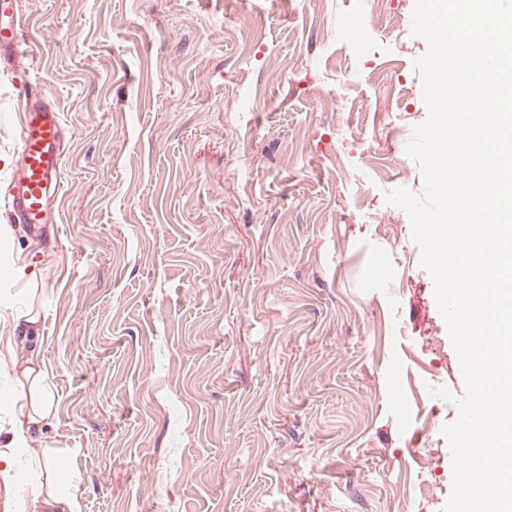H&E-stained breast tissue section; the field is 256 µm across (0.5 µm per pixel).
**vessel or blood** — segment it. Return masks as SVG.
Instances as JSON below:
<instances>
[{"label": "vessel or blood", "mask_w": 512, "mask_h": 512, "mask_svg": "<svg viewBox=\"0 0 512 512\" xmlns=\"http://www.w3.org/2000/svg\"><path fill=\"white\" fill-rule=\"evenodd\" d=\"M21 40L22 23L14 13V0H0V66L16 64ZM19 135L17 164L5 189V209L14 221L36 229L48 222L61 181L56 110L40 100L28 102Z\"/></svg>", "instance_id": "1"}]
</instances>
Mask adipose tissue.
Listing matches in <instances>:
<instances>
[{
	"label": "adipose tissue",
	"mask_w": 512,
	"mask_h": 512,
	"mask_svg": "<svg viewBox=\"0 0 512 512\" xmlns=\"http://www.w3.org/2000/svg\"><path fill=\"white\" fill-rule=\"evenodd\" d=\"M9 311L17 335L11 349L0 356V372L10 380L14 404L8 422L0 423V477L16 483L20 477L14 453L41 439L55 414L56 401L38 361V309L25 302L10 305ZM36 465L33 488L18 500L17 512H80L75 493L61 482L60 467L49 448H42Z\"/></svg>",
	"instance_id": "ef3b65f1"
}]
</instances>
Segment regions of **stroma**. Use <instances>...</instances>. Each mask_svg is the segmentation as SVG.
Instances as JSON below:
<instances>
[{
	"label": "stroma",
	"mask_w": 512,
	"mask_h": 512,
	"mask_svg": "<svg viewBox=\"0 0 512 512\" xmlns=\"http://www.w3.org/2000/svg\"><path fill=\"white\" fill-rule=\"evenodd\" d=\"M415 0H17L37 89L47 441L81 512H443L464 380L407 214Z\"/></svg>",
	"instance_id": "1"
}]
</instances>
